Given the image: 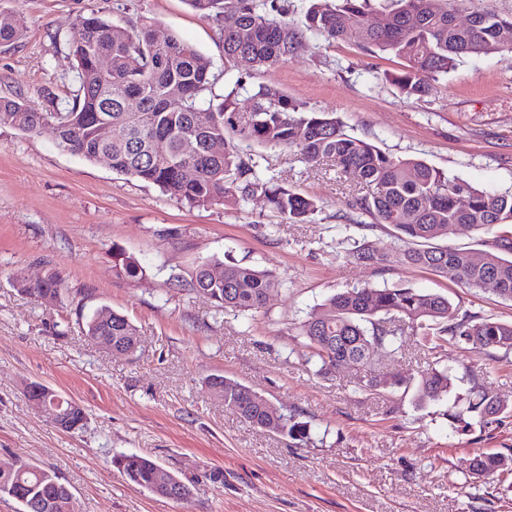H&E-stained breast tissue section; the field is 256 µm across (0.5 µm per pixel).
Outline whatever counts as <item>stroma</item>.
Wrapping results in <instances>:
<instances>
[{
	"instance_id": "35a3bbf8",
	"label": "stroma",
	"mask_w": 512,
	"mask_h": 512,
	"mask_svg": "<svg viewBox=\"0 0 512 512\" xmlns=\"http://www.w3.org/2000/svg\"><path fill=\"white\" fill-rule=\"evenodd\" d=\"M22 28L0 44V98L36 109L72 101L69 41L78 15L97 11L127 24L147 16L158 36L174 35L208 57L213 94L241 78L240 105L257 84L335 113L345 131L398 158H418L491 192L512 191V54L474 56L408 98L375 69L396 57L318 37L299 43L285 64L236 62L224 69L215 20L186 0H0ZM263 166L279 183L319 200L307 224H290L263 198L245 206L190 207L157 187L60 150L51 128L26 134L0 127V465L28 462L55 472L73 493L72 512H512V476L473 482L480 452L512 448V411L489 428L448 427L450 400L416 405L413 392L355 391L361 372L314 375L293 349L294 327L335 292L405 282L447 295L461 310L512 322V302L427 270L405 269L390 231L369 239L384 270L348 262L338 243L350 214L349 185L332 163L268 148ZM180 228V239L163 237ZM141 264L119 276L113 249ZM233 258L280 282L259 312L216 313L204 296L175 288L204 259ZM48 276L61 294L47 305L17 282ZM107 305L125 314L142 342L110 354L86 336L85 319ZM441 364L473 374L490 395L512 402V354L493 361L462 343L436 352L413 343L379 356L378 371L419 380ZM237 379L311 426L302 443L239 421L214 399L209 375ZM44 383L88 413L85 429L54 428L23 395ZM137 453L192 486L176 501L127 483L113 455Z\"/></svg>"
}]
</instances>
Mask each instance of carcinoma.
<instances>
[{
	"label": "carcinoma",
	"mask_w": 512,
	"mask_h": 512,
	"mask_svg": "<svg viewBox=\"0 0 512 512\" xmlns=\"http://www.w3.org/2000/svg\"><path fill=\"white\" fill-rule=\"evenodd\" d=\"M199 15L222 23L224 57L233 62L242 55L266 69L288 61L296 45L307 36L327 42H355L370 55H390L403 61L397 72L374 74L388 81L407 98H420L429 82L447 75L464 59L512 53L502 31L512 28V16L492 11L473 12L458 20L465 0H387L385 22L367 27L371 0H309L299 23L283 17L279 0H187ZM153 22L142 16L137 25L122 26L92 12L76 20L70 54L78 89L72 106L64 111L42 112L20 99L0 100V126L37 133L53 123L58 148L93 163L102 155L112 158V169L152 184L162 192L193 207H208L232 200L245 205L255 197L292 224H307L318 201L274 182L262 171L263 157L245 153L253 146L296 150L305 160L328 159L354 187L366 190L351 196L348 206L373 220L360 224L366 231L382 226L394 232L401 261L410 268L438 276H453L469 288L492 292L512 301V191L491 193L451 176L420 159L394 158L376 145L345 132L340 120L316 112L288 98L278 88L259 84L250 95V107L238 106L241 79L217 97L208 57L180 39L153 36ZM22 31L11 11L0 9V41L17 40ZM110 70L98 68L100 58ZM179 87L173 97L170 91ZM136 98L138 112L125 110V101ZM111 127L104 139L101 125ZM224 143V153L214 156L210 145ZM193 176L185 175V170ZM463 193L470 206L462 209L456 197ZM465 226L492 236V249L475 250L441 246L437 241ZM346 258L381 267L385 255L375 250L367 235L347 236ZM118 274L135 279L142 267L120 252ZM221 270L216 280L211 269ZM174 285L207 297L219 313L246 315L262 309L267 296L279 287L267 271L234 261H201L190 278H172ZM23 291L51 303L60 295L55 277L22 283ZM86 334L93 340L123 345L138 327L124 314L102 305L86 320ZM305 362L320 376H334L342 364L363 371L358 389L365 392L408 387L396 375H380L375 358L392 356L414 336L433 348L464 342L478 352H512V322L462 312L447 296L420 291L400 282L391 286L364 285L346 288L312 310L296 327ZM459 377L448 367L425 373L415 391V404L447 398ZM465 400V413L448 414L451 430L465 431L475 421L483 428L501 422L509 404L480 390L474 378ZM224 408L241 421L287 436L312 440L308 423L275 406H268L258 392L224 377L220 390ZM112 465L134 486L152 494L187 500L191 487L171 475L172 488L157 480L160 465L153 459L120 453ZM469 471L487 479L512 471V454L478 453ZM71 490L55 473L35 464L11 476L0 475V497H9L19 512H67Z\"/></svg>",
	"instance_id": "1"
}]
</instances>
